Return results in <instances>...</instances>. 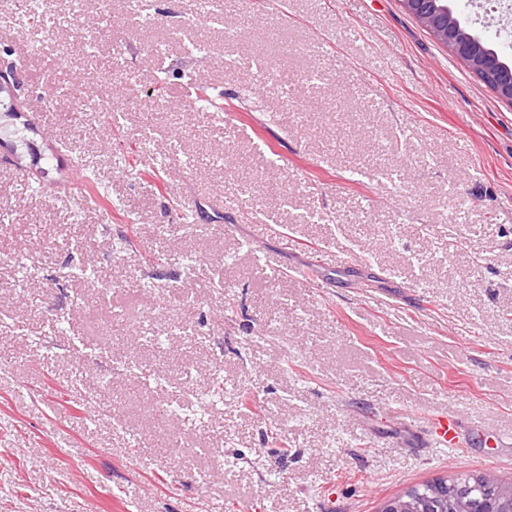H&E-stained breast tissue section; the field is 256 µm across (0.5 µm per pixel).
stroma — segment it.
Listing matches in <instances>:
<instances>
[{
    "mask_svg": "<svg viewBox=\"0 0 512 512\" xmlns=\"http://www.w3.org/2000/svg\"><path fill=\"white\" fill-rule=\"evenodd\" d=\"M38 3L50 32L0 0L33 147L0 143V512H379L512 480V105L400 0ZM435 444L440 448L454 449L458 443V425L448 415H434L430 420ZM480 472L453 474L432 479L408 488L389 500L397 502L411 494H422L427 505L425 512H468L470 503L478 506L486 497L475 485V476ZM457 497V498H455ZM455 498V499H454ZM461 505V508H456Z\"/></svg>",
    "mask_w": 512,
    "mask_h": 512,
    "instance_id": "stroma-1",
    "label": "stroma"
}]
</instances>
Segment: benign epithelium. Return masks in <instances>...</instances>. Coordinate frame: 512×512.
Listing matches in <instances>:
<instances>
[{
  "mask_svg": "<svg viewBox=\"0 0 512 512\" xmlns=\"http://www.w3.org/2000/svg\"><path fill=\"white\" fill-rule=\"evenodd\" d=\"M400 2L408 13L465 61L478 77L491 84L499 98L512 104V67L504 64L479 36L462 26L448 0Z\"/></svg>",
  "mask_w": 512,
  "mask_h": 512,
  "instance_id": "7a95c632",
  "label": "benign epithelium"
}]
</instances>
